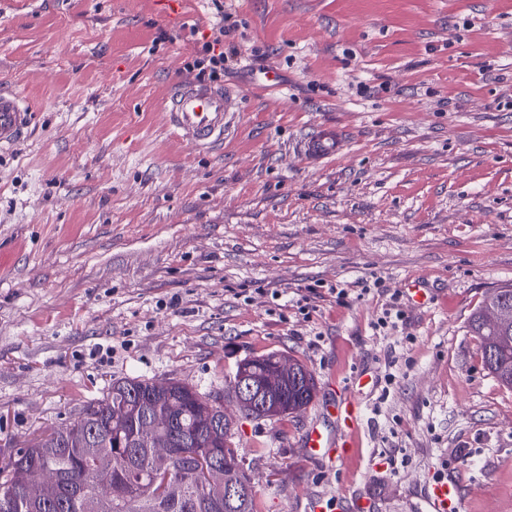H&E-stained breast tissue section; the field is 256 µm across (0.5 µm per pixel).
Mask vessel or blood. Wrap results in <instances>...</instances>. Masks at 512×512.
<instances>
[{
    "instance_id": "obj_1",
    "label": "vessel or blood",
    "mask_w": 512,
    "mask_h": 512,
    "mask_svg": "<svg viewBox=\"0 0 512 512\" xmlns=\"http://www.w3.org/2000/svg\"><path fill=\"white\" fill-rule=\"evenodd\" d=\"M241 94L229 87L206 84H183L170 96L165 114L166 123L173 133L191 149L204 151L223 143L241 110ZM30 111L22 96L12 90H0V148L18 143L28 126ZM341 137L336 129L324 128L304 143L312 159H324L339 153ZM335 417L349 430H356L360 417L355 395L339 398L331 406ZM304 446L313 457H329L343 461L358 455L355 438L334 440L319 427H311ZM457 491L449 482L431 485L426 498L428 512H453Z\"/></svg>"
}]
</instances>
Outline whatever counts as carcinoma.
Segmentation results:
<instances>
[{
    "instance_id": "obj_1",
    "label": "carcinoma",
    "mask_w": 512,
    "mask_h": 512,
    "mask_svg": "<svg viewBox=\"0 0 512 512\" xmlns=\"http://www.w3.org/2000/svg\"><path fill=\"white\" fill-rule=\"evenodd\" d=\"M495 306L512 310V288H499L473 312L469 326L480 339L486 369L503 387L512 390V326L485 321ZM282 358L268 352L245 359L230 385L233 398L243 379L261 394L258 401L240 402L239 411L255 420L282 418L305 409L314 399L317 382L302 363L299 375L269 382ZM210 395L179 381L158 387L144 377L112 382L106 396L84 405L69 425L53 430L37 442L14 449L0 467V512H257L256 491L244 488L230 500L218 494L224 478L246 479L238 449L231 446V423L213 427ZM156 413L171 419L168 426L146 430ZM175 441L173 456L162 461L152 445ZM40 468L51 472L58 493L51 500L30 497L20 475ZM112 471V491L94 483L99 471Z\"/></svg>"
}]
</instances>
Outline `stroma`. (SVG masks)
I'll list each match as a JSON object with an SVG mask.
<instances>
[{
	"mask_svg": "<svg viewBox=\"0 0 512 512\" xmlns=\"http://www.w3.org/2000/svg\"><path fill=\"white\" fill-rule=\"evenodd\" d=\"M219 11L242 110L199 152L164 103ZM1 88L32 120L0 151V462L114 380L176 379L224 393L259 512H421L448 478L512 512V390L469 328L512 286V0H0ZM271 351L317 396L242 418L229 382ZM348 389L358 457H310ZM340 140L336 129L323 128L305 141L304 148L314 160L329 158L340 152Z\"/></svg>",
	"mask_w": 512,
	"mask_h": 512,
	"instance_id": "obj_1",
	"label": "stroma"
}]
</instances>
